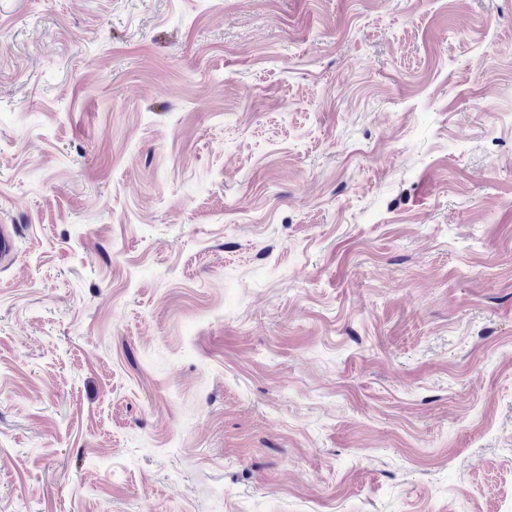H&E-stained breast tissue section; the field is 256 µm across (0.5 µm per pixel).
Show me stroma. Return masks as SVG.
<instances>
[{
    "instance_id": "stroma-1",
    "label": "stroma",
    "mask_w": 512,
    "mask_h": 512,
    "mask_svg": "<svg viewBox=\"0 0 512 512\" xmlns=\"http://www.w3.org/2000/svg\"><path fill=\"white\" fill-rule=\"evenodd\" d=\"M0 512H512V0H0ZM19 243L16 226L0 224V265L7 266L15 261Z\"/></svg>"
}]
</instances>
